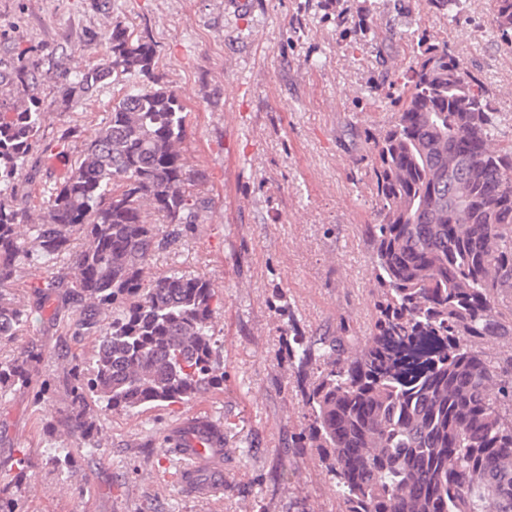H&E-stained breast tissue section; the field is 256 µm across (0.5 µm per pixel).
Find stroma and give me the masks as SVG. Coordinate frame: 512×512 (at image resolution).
Here are the masks:
<instances>
[{
    "mask_svg": "<svg viewBox=\"0 0 512 512\" xmlns=\"http://www.w3.org/2000/svg\"><path fill=\"white\" fill-rule=\"evenodd\" d=\"M227 0H0V57L38 60L47 105L40 144L18 181L33 222L69 174L84 141L123 93L101 84L66 101L56 78L103 62L115 22L157 46L154 73L181 98L191 133L183 154L202 173L205 223L155 253L146 279L179 270L221 289L215 349L224 383L185 404L156 402L128 414L93 406L97 452L64 431L74 365L92 368L111 314L91 335L73 333V310L37 304L34 282L68 280V257L21 269L0 301L29 313L0 338V361L36 342L42 355L28 389L0 386V496L16 512H336V491L316 453L288 443L305 412L302 384L286 358L288 325L309 336L368 335L371 251L363 229L376 202L367 175L368 132L394 119L407 64V31L448 43L492 90L497 140L512 145V52L491 24L489 0H467L455 19L421 12L418 0H253L236 15ZM371 37H355L358 25ZM48 393H41L43 383ZM224 426V490L195 500L169 475V429L195 411ZM69 449L71 462L52 460ZM27 458L25 469L15 465Z\"/></svg>",
    "mask_w": 512,
    "mask_h": 512,
    "instance_id": "stroma-1",
    "label": "stroma"
}]
</instances>
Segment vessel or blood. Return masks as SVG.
<instances>
[{"label": "vessel or blood", "instance_id": "b4317fda", "mask_svg": "<svg viewBox=\"0 0 512 512\" xmlns=\"http://www.w3.org/2000/svg\"><path fill=\"white\" fill-rule=\"evenodd\" d=\"M167 445L181 462L174 474L176 483L202 502L209 501L222 489L224 428L220 423L203 412H196L170 429Z\"/></svg>", "mask_w": 512, "mask_h": 512}]
</instances>
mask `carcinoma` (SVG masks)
<instances>
[{"label":"carcinoma","mask_w":512,"mask_h":512,"mask_svg":"<svg viewBox=\"0 0 512 512\" xmlns=\"http://www.w3.org/2000/svg\"><path fill=\"white\" fill-rule=\"evenodd\" d=\"M453 19L460 0H425ZM512 46V0H490ZM104 64L57 78L80 100L138 75L85 140L70 176L50 192L41 224L15 191L46 112L38 69L0 59V288L19 268L70 253L61 302L112 311L92 376L72 371L62 427L91 438L95 397L114 413L186 403L218 381L209 279L175 272L148 282L160 250L206 218L181 150L185 107L154 74L155 44L118 22ZM392 124L369 134L375 220L365 225L374 269L369 336L315 339L292 324L288 365L315 380L305 422L288 447L315 451L336 487L337 512H512V148L494 146L495 100L446 44L416 42L401 71ZM157 214L164 225L148 222ZM26 226L34 247L23 239ZM85 246L70 252L72 237ZM0 305V336L26 322ZM41 357L29 342L0 384L26 386Z\"/></svg>","instance_id":"obj_1"}]
</instances>
